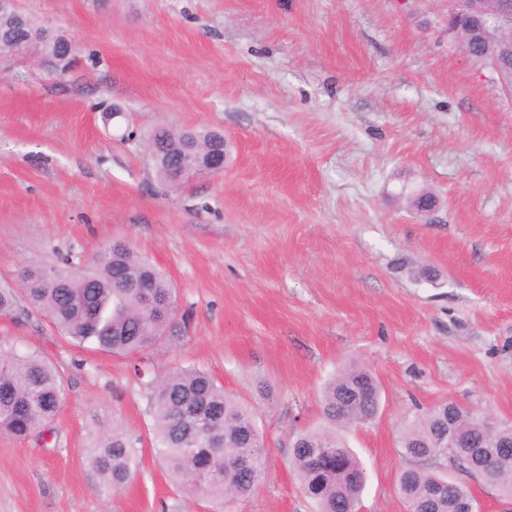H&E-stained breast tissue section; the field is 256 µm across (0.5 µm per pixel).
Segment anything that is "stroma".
I'll return each instance as SVG.
<instances>
[{"label":"stroma","mask_w":512,"mask_h":512,"mask_svg":"<svg viewBox=\"0 0 512 512\" xmlns=\"http://www.w3.org/2000/svg\"><path fill=\"white\" fill-rule=\"evenodd\" d=\"M19 7L79 56L61 78L0 59V287L120 239L166 271L183 325L126 358L72 345L25 301L0 315L1 352L62 376L51 433H0V512H310L292 442L353 363L382 389L377 418L345 432L362 512H405L399 435L418 409L512 427V95L450 43L448 0ZM162 122L222 132L223 172L161 184L144 137ZM421 192L433 211L412 207ZM178 366L255 414L269 471L248 497L188 496L161 467L147 384ZM111 425L136 473L109 496L89 451Z\"/></svg>","instance_id":"1"}]
</instances>
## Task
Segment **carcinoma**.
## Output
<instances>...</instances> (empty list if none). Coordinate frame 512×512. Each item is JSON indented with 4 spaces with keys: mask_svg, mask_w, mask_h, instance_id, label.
<instances>
[{
    "mask_svg": "<svg viewBox=\"0 0 512 512\" xmlns=\"http://www.w3.org/2000/svg\"><path fill=\"white\" fill-rule=\"evenodd\" d=\"M17 52L32 50L44 60L60 59L55 73L70 71L78 48L66 44L31 16L18 32ZM218 139L206 128L180 129L165 124L148 135L154 145L153 165L171 188L181 184L179 169L197 162ZM27 303L46 315L57 332L74 345L87 344L114 355L131 357L176 333L178 298L167 274L125 241L108 242L81 268L27 269L21 277ZM381 387L376 374L348 365L322 388L323 423L297 434L291 471L313 512H360L364 492L363 463L350 448L342 429L372 421L379 410ZM157 456L177 485L188 493L224 503L252 494L266 476L268 460L262 435L251 410L224 392L196 367H180L149 384ZM61 405L59 376L33 354L0 355V430L18 440L44 436ZM485 414L442 401L407 422L400 448L408 457L434 454L440 436L453 428L484 466L480 478L512 498V434L486 433ZM239 434L245 443L224 444ZM250 465L238 468L240 458ZM91 465L109 493L120 491L134 476V450L123 431L99 440ZM430 468L403 471L398 492L406 512H457L454 502L472 497L470 487Z\"/></svg>",
    "mask_w": 512,
    "mask_h": 512,
    "instance_id": "1",
    "label": "carcinoma"
}]
</instances>
